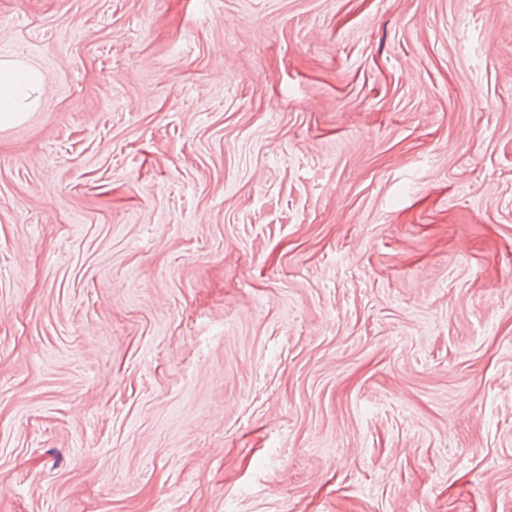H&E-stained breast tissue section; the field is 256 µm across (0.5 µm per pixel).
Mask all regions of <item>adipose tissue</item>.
Instances as JSON below:
<instances>
[{
  "label": "adipose tissue",
  "mask_w": 512,
  "mask_h": 512,
  "mask_svg": "<svg viewBox=\"0 0 512 512\" xmlns=\"http://www.w3.org/2000/svg\"><path fill=\"white\" fill-rule=\"evenodd\" d=\"M42 77L18 60H0V129L22 123L38 102Z\"/></svg>",
  "instance_id": "obj_1"
}]
</instances>
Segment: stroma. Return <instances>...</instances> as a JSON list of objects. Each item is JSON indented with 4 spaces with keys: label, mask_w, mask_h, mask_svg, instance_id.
I'll use <instances>...</instances> for the list:
<instances>
[{
    "label": "stroma",
    "mask_w": 512,
    "mask_h": 512,
    "mask_svg": "<svg viewBox=\"0 0 512 512\" xmlns=\"http://www.w3.org/2000/svg\"><path fill=\"white\" fill-rule=\"evenodd\" d=\"M0 512H512V0H0ZM42 77L18 60H0V129L22 123L38 102Z\"/></svg>",
    "instance_id": "obj_1"
}]
</instances>
